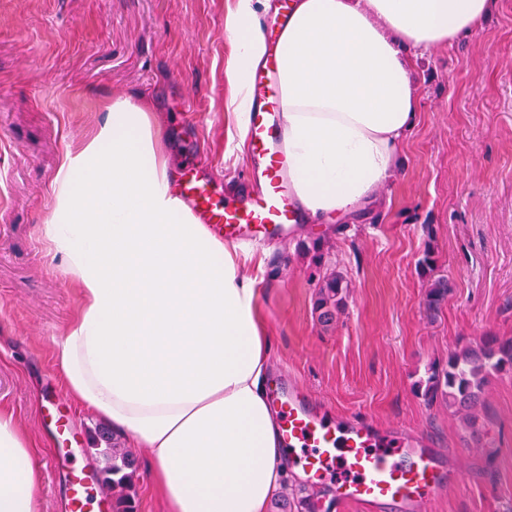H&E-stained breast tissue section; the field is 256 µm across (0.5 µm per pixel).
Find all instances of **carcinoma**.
Masks as SVG:
<instances>
[{
	"label": "carcinoma",
	"mask_w": 512,
	"mask_h": 512,
	"mask_svg": "<svg viewBox=\"0 0 512 512\" xmlns=\"http://www.w3.org/2000/svg\"><path fill=\"white\" fill-rule=\"evenodd\" d=\"M346 285L343 277L334 273L319 287L315 311L328 324L344 304ZM512 373V339L487 335L476 344H465L448 353V368H430L425 381V395L441 397L448 410L465 414L468 427L478 429V406L483 402L487 385L493 376ZM106 465L102 469L106 485L120 489L117 498L119 512H131L132 479L136 459L132 452L114 440L103 449Z\"/></svg>",
	"instance_id": "obj_1"
}]
</instances>
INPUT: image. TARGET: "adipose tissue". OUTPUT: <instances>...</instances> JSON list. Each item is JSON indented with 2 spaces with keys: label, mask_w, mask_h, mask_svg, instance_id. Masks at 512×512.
<instances>
[{
  "label": "adipose tissue",
  "mask_w": 512,
  "mask_h": 512,
  "mask_svg": "<svg viewBox=\"0 0 512 512\" xmlns=\"http://www.w3.org/2000/svg\"><path fill=\"white\" fill-rule=\"evenodd\" d=\"M236 0L227 109L252 108L265 52ZM493 0H291L277 64L296 202L329 221L374 200L417 121L418 55L466 37ZM57 181L48 224L82 306L58 343L66 392L148 451L164 512H269L292 471L266 384L272 338L237 246L199 223L168 172L148 105L115 99ZM39 471L0 411V512H40Z\"/></svg>",
  "instance_id": "1"
}]
</instances>
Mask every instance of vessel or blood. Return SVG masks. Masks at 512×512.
<instances>
[{
	"label": "vessel or blood",
	"instance_id": "b4317fda",
	"mask_svg": "<svg viewBox=\"0 0 512 512\" xmlns=\"http://www.w3.org/2000/svg\"><path fill=\"white\" fill-rule=\"evenodd\" d=\"M249 88L248 139L258 162L250 178L262 184V191L254 195L245 190L219 200L214 178L184 174L180 193L216 236L259 245L287 238L299 212L283 162L284 106L276 68L253 72ZM269 403L280 417L282 446L302 466L309 483L337 474L339 512L352 505L364 512H425L432 496L451 478L437 449L408 434L379 433L350 416L325 419L298 386L275 385ZM88 499L85 477L71 473L65 492L68 512H86Z\"/></svg>",
	"mask_w": 512,
	"mask_h": 512
}]
</instances>
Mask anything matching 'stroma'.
Segmentation results:
<instances>
[{
    "instance_id": "1",
    "label": "stroma",
    "mask_w": 512,
    "mask_h": 512,
    "mask_svg": "<svg viewBox=\"0 0 512 512\" xmlns=\"http://www.w3.org/2000/svg\"><path fill=\"white\" fill-rule=\"evenodd\" d=\"M236 0H0V409L12 412L40 471L42 512H65V481L101 487L95 443L111 427L65 395L56 345L81 306L46 233L56 177L107 119L100 102L150 101L170 174L183 156L229 196L251 153L226 105ZM418 120L375 200L333 224L299 219L288 239L244 255L273 336L275 380L309 392L328 418L440 441L457 476L427 512H512V373L493 377L471 432L420 388L448 352L512 338V0L465 39L419 62ZM323 244L315 261L312 244ZM432 254L433 269L421 261ZM348 284L331 325L314 311L330 274ZM448 284L429 307L435 281ZM68 417L57 442L45 408ZM336 489L292 480L270 512H336Z\"/></svg>"
}]
</instances>
